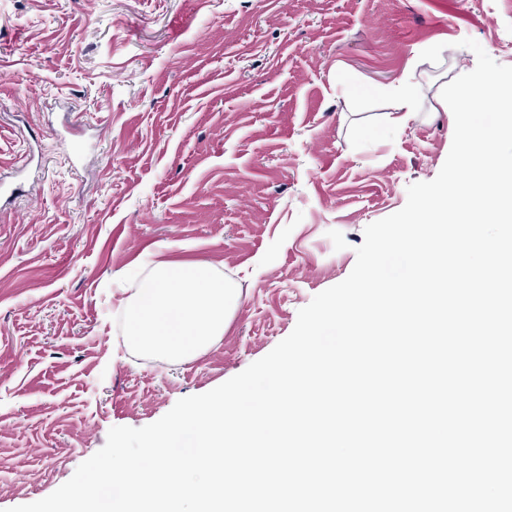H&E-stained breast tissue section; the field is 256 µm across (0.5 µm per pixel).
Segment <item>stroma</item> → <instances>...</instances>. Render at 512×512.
<instances>
[{
	"label": "stroma",
	"mask_w": 512,
	"mask_h": 512,
	"mask_svg": "<svg viewBox=\"0 0 512 512\" xmlns=\"http://www.w3.org/2000/svg\"><path fill=\"white\" fill-rule=\"evenodd\" d=\"M465 38L512 66V0H0V176L21 189L0 199V512L245 370L350 274L447 158ZM406 80L407 125L360 136ZM159 260L239 291L196 356L123 336L120 290Z\"/></svg>",
	"instance_id": "35a3bbf8"
}]
</instances>
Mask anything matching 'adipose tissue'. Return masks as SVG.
Wrapping results in <instances>:
<instances>
[{
	"instance_id": "1",
	"label": "adipose tissue",
	"mask_w": 512,
	"mask_h": 512,
	"mask_svg": "<svg viewBox=\"0 0 512 512\" xmlns=\"http://www.w3.org/2000/svg\"><path fill=\"white\" fill-rule=\"evenodd\" d=\"M236 300L234 289L210 266L158 261L145 287L132 289L117 311L132 345L182 359L223 335Z\"/></svg>"
}]
</instances>
